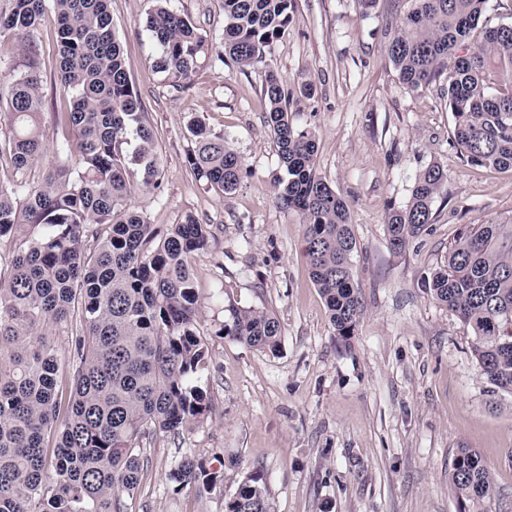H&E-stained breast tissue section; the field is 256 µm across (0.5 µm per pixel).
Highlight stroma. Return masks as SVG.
Here are the masks:
<instances>
[{
	"label": "stroma",
	"instance_id": "1",
	"mask_svg": "<svg viewBox=\"0 0 512 512\" xmlns=\"http://www.w3.org/2000/svg\"><path fill=\"white\" fill-rule=\"evenodd\" d=\"M155 0H112L127 73L153 130L163 166L159 188L129 204L159 227L193 215L211 230L193 260L198 330L209 347L201 385L203 423L146 446L149 466L126 512H224L249 474L267 485L273 512H460L450 483L457 452L476 450L496 495L484 512H512V394L482 375L469 328L435 300L425 281L470 227L512 219V171L468 164L453 142V117L436 90H409L385 53L407 0H295L271 55L246 69L201 55L185 88L153 66L146 27ZM207 36L224 30L223 0H167ZM56 19L46 11L30 67L14 40L0 41V96L13 76L36 69L47 153L26 175L41 182L56 160L54 114L70 96L48 51ZM275 73L296 129L314 133L316 170L348 203L357 249L353 282L364 316L337 336L309 275L304 226L279 208L282 172L265 123L262 85ZM203 121L242 158L235 191L206 189L187 161L188 128ZM447 178L426 233L390 251L389 214L404 208L430 165ZM273 313L281 347L271 354L219 330L229 304ZM224 474L211 492L175 489L166 474L184 455Z\"/></svg>",
	"mask_w": 512,
	"mask_h": 512
}]
</instances>
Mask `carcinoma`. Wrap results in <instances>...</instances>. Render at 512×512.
<instances>
[{
	"mask_svg": "<svg viewBox=\"0 0 512 512\" xmlns=\"http://www.w3.org/2000/svg\"><path fill=\"white\" fill-rule=\"evenodd\" d=\"M51 2L57 20L53 52L60 81L72 92L54 113L61 130L57 165L43 183L0 184V240H17L0 276V512H124L138 490L144 440L177 434L204 418L208 401L195 384L208 354L196 320L200 300L193 255L210 231L188 215L161 232L128 201L159 186L152 129L125 68L111 0H7L0 38L20 49ZM489 0H408L385 47L399 79L413 91L438 85L454 121V142L470 165L512 170V20L488 15ZM294 0H224V30L213 42L195 23L161 4L147 18L160 48L154 60L171 86L191 79L201 53L249 67L283 35ZM266 122L284 175L277 204L300 217L310 276L325 299L337 335L354 334L364 307L350 259L357 241L347 202L316 173V138L297 130L288 94L273 73L263 86ZM43 99L36 72L16 77L0 101V160L22 175L44 154ZM188 162L209 189L236 190L243 160L201 122L189 128ZM134 148H129L130 139ZM444 171L430 165L409 204L386 224L399 253L428 231ZM431 297L475 336L483 375L512 393V221L461 234L446 265L428 280ZM221 331L256 350L278 351L277 318L229 305ZM79 320L62 355L50 325ZM167 479L177 488L209 490L220 475L191 455ZM450 481L463 512L495 495L481 457L456 456ZM225 512H272L262 478L250 475Z\"/></svg>",
	"mask_w": 512,
	"mask_h": 512,
	"instance_id": "cac0c4a2",
	"label": "carcinoma"
}]
</instances>
